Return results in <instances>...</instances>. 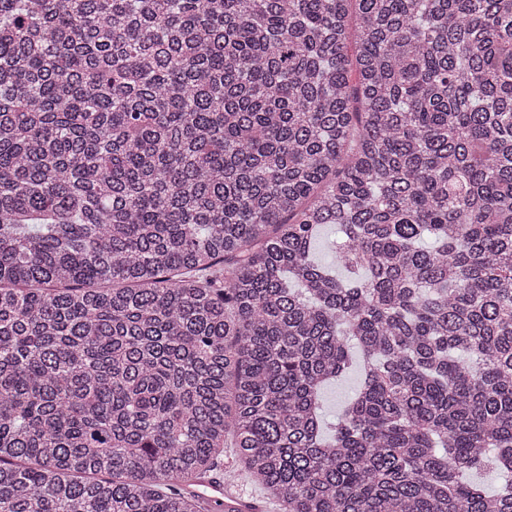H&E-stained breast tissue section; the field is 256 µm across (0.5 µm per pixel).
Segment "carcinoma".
<instances>
[{
  "label": "carcinoma",
  "instance_id": "carcinoma-1",
  "mask_svg": "<svg viewBox=\"0 0 512 512\" xmlns=\"http://www.w3.org/2000/svg\"><path fill=\"white\" fill-rule=\"evenodd\" d=\"M226 448L512 512V0H0V512H200ZM336 238V227L330 226L324 229L320 239L315 244L313 257L319 264L336 269V258L334 253L329 249L328 244ZM359 374L352 370L342 375L336 381L329 383L322 392L324 410L330 420H335L338 410L344 402L353 395L359 384Z\"/></svg>",
  "mask_w": 512,
  "mask_h": 512
}]
</instances>
